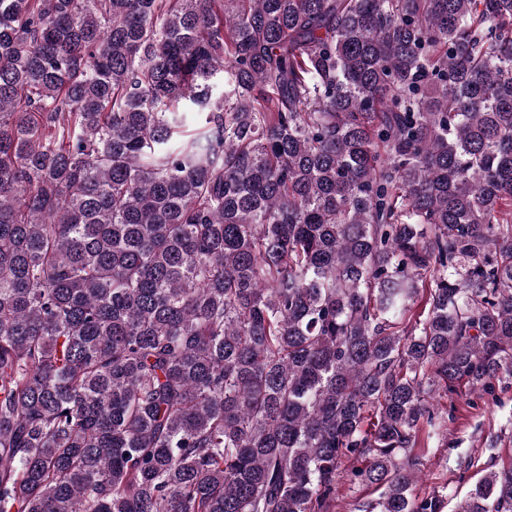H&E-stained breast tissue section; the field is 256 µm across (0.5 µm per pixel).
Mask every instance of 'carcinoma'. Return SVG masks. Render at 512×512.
Masks as SVG:
<instances>
[{
	"label": "carcinoma",
	"mask_w": 512,
	"mask_h": 512,
	"mask_svg": "<svg viewBox=\"0 0 512 512\" xmlns=\"http://www.w3.org/2000/svg\"><path fill=\"white\" fill-rule=\"evenodd\" d=\"M506 378L512 0H0V512H441ZM499 382L491 393L476 396L464 389L442 401L447 421L438 435L427 437V427L414 448L423 481L421 492L448 486L442 512H457V505L490 470L512 464V384ZM502 429V433H501ZM505 432V433H504ZM501 435L498 439V436ZM498 440V441H496ZM472 457L471 466L459 469V458ZM379 491L373 486L353 484L349 478L342 481L336 494V507L332 512H350L357 498L376 499Z\"/></svg>",
	"instance_id": "obj_1"
}]
</instances>
